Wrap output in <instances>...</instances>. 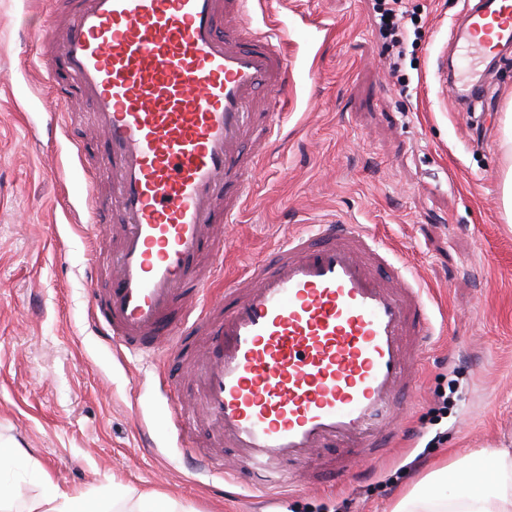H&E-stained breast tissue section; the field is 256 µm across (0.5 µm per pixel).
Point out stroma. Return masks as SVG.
I'll return each mask as SVG.
<instances>
[{
  "mask_svg": "<svg viewBox=\"0 0 512 512\" xmlns=\"http://www.w3.org/2000/svg\"><path fill=\"white\" fill-rule=\"evenodd\" d=\"M376 0H279L293 95L288 142L259 162L252 202L227 233L244 242L218 282L268 259L289 232L341 218L388 238L403 273L425 289L447 362L426 363L413 388L418 445L391 449L370 470L309 479L269 512H389L435 463H479L512 448V226L502 207L500 119L512 101V59L489 85L492 105L461 110L442 94L440 47L463 0H409L418 19L391 72ZM54 0H0V443L24 459L0 468L13 512L53 486L81 503L120 487L119 512L160 494L180 512H253L247 473L237 496L218 474L193 472L169 409L201 385L189 361L160 382L143 358L118 354L90 315L110 278L95 251L112 248V221L91 224L83 165L111 192L107 146L90 99L49 94L41 35ZM332 24L330 35L315 25Z\"/></svg>",
  "mask_w": 512,
  "mask_h": 512,
  "instance_id": "obj_1",
  "label": "stroma"
}]
</instances>
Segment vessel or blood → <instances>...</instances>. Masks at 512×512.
Wrapping results in <instances>:
<instances>
[{
	"label": "vessel or blood",
	"instance_id": "b4317fda",
	"mask_svg": "<svg viewBox=\"0 0 512 512\" xmlns=\"http://www.w3.org/2000/svg\"><path fill=\"white\" fill-rule=\"evenodd\" d=\"M247 0H75L46 44L91 100L108 144L120 244L96 254L112 271L102 329L134 355L202 345L200 407L177 404L184 439L198 422L253 475L254 490L323 464L371 463L403 437L421 357L441 330L418 283L367 228L327 219L289 234L269 260L207 294L235 248L219 227L239 221L289 85L283 42L244 27ZM471 65L512 45V0H469L455 29ZM459 106L484 97L440 70ZM210 256L213 271L200 260Z\"/></svg>",
	"mask_w": 512,
	"mask_h": 512
}]
</instances>
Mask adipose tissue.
<instances>
[{
    "instance_id": "ef3b65f1",
    "label": "adipose tissue",
    "mask_w": 512,
    "mask_h": 512,
    "mask_svg": "<svg viewBox=\"0 0 512 512\" xmlns=\"http://www.w3.org/2000/svg\"><path fill=\"white\" fill-rule=\"evenodd\" d=\"M479 470L449 465L432 469L419 482L418 489L402 494L392 512H512V451L486 448ZM450 474L457 492L445 496L439 484L443 474Z\"/></svg>"
}]
</instances>
